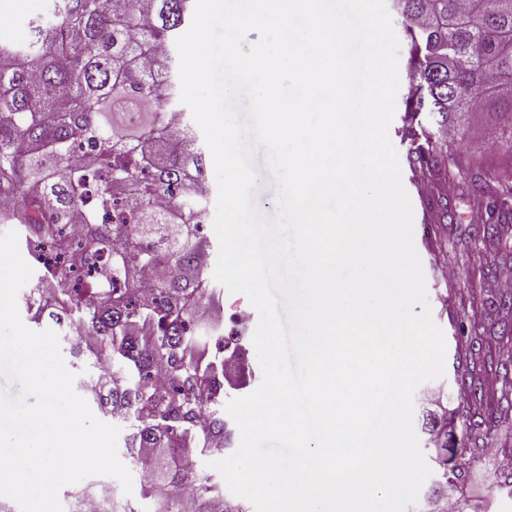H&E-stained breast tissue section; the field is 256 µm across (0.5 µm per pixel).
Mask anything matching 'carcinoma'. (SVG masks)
<instances>
[{
	"label": "carcinoma",
	"mask_w": 512,
	"mask_h": 512,
	"mask_svg": "<svg viewBox=\"0 0 512 512\" xmlns=\"http://www.w3.org/2000/svg\"><path fill=\"white\" fill-rule=\"evenodd\" d=\"M190 0H55L59 20L29 22V37L0 42V194L18 204L0 214L36 260L37 283L22 297L30 321L59 330L70 356L88 371L77 388L106 417L123 422L125 457L147 448L154 468L139 485L152 512H181L176 494L184 461L224 445V342L196 325L210 294L201 236L208 193L204 152L182 112H156L140 126L112 121V107L178 94L173 43ZM409 43L410 119L425 112L432 125L455 132L474 118V103L497 121L492 143L512 151V0H394ZM412 170L434 165L431 132L408 127ZM85 146L90 153L75 157ZM85 225L80 241L68 225ZM512 224L503 200L488 241ZM165 255L169 273L150 284L139 271ZM505 332L476 327L468 339L470 368L460 384L475 401L486 397L495 356L487 339ZM501 384L495 418H512V374ZM216 394L201 425L200 389ZM461 437L448 423L423 416L427 447L439 448V481L429 498L448 500L479 452L466 441L492 426L461 409ZM192 491L215 512L219 487L197 475Z\"/></svg>",
	"instance_id": "1"
}]
</instances>
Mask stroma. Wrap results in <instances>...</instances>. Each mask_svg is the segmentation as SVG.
Masks as SVG:
<instances>
[{
  "label": "stroma",
  "mask_w": 512,
  "mask_h": 512,
  "mask_svg": "<svg viewBox=\"0 0 512 512\" xmlns=\"http://www.w3.org/2000/svg\"><path fill=\"white\" fill-rule=\"evenodd\" d=\"M53 0H0V41H22L28 24L50 17ZM485 120H477L463 135L444 137L437 150L438 163L447 171L451 191L426 192L414 215V242L421 258L431 315L446 341L444 373L420 383L415 401L441 399L450 415L448 425L458 428L455 415L463 403L457 374L469 365V354L458 340L460 322L470 321L471 312H486V325L500 323L504 315L493 303L500 293L499 272L512 265V235L484 246L487 203L506 174L512 173V153L488 146ZM258 185L254 205L261 216L277 213L278 186L262 149L252 153ZM486 445L487 452L471 464L450 497H480L485 512H512V474L504 472L502 459L512 458V420L500 423Z\"/></svg>",
  "instance_id": "obj_1"
}]
</instances>
